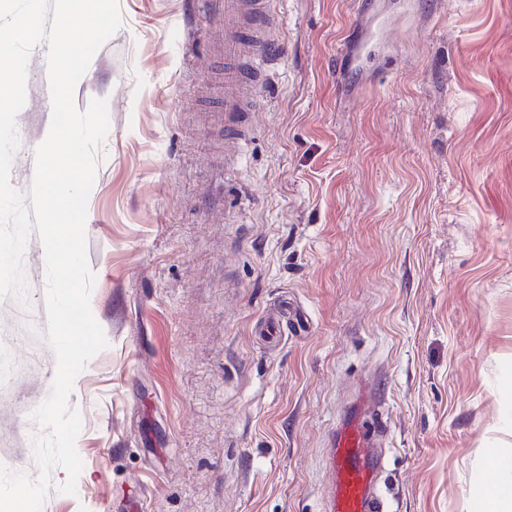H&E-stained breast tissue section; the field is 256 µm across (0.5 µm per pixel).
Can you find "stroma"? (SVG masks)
I'll list each match as a JSON object with an SVG mask.
<instances>
[{"label": "stroma", "instance_id": "35a3bbf8", "mask_svg": "<svg viewBox=\"0 0 512 512\" xmlns=\"http://www.w3.org/2000/svg\"><path fill=\"white\" fill-rule=\"evenodd\" d=\"M281 52L245 137L209 111L196 0H118L74 99L108 101L87 204L108 345L76 377L72 494L43 512H322L324 450L361 378L384 401L387 512H475L512 454V0H272ZM27 72L10 181L52 101ZM0 300V463L37 477L50 395L44 250ZM289 298L308 323L267 346ZM290 320V312L287 303L282 307L278 315L267 317L263 321L260 336H268L271 339L284 336L286 327H288L289 330Z\"/></svg>", "mask_w": 512, "mask_h": 512}]
</instances>
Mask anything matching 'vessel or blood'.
I'll use <instances>...</instances> for the list:
<instances>
[{
	"label": "vessel or blood",
	"instance_id": "b4317fda",
	"mask_svg": "<svg viewBox=\"0 0 512 512\" xmlns=\"http://www.w3.org/2000/svg\"><path fill=\"white\" fill-rule=\"evenodd\" d=\"M265 0H205L220 38L214 53L224 58V92L220 110L230 139H241L240 115L248 107L251 86L247 71H261L277 54L273 21ZM372 395L363 392L357 408L337 425L328 463L332 493L325 512H381L378 474L384 455L377 439V426L369 411Z\"/></svg>",
	"mask_w": 512,
	"mask_h": 512
}]
</instances>
